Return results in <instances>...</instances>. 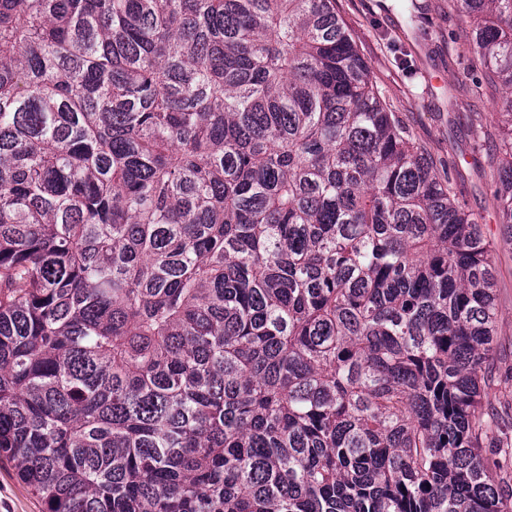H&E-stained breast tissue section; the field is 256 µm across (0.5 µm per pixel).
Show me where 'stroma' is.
Masks as SVG:
<instances>
[{
    "label": "stroma",
    "instance_id": "35a3bbf8",
    "mask_svg": "<svg viewBox=\"0 0 512 512\" xmlns=\"http://www.w3.org/2000/svg\"><path fill=\"white\" fill-rule=\"evenodd\" d=\"M361 57L386 102L404 120L438 170L447 172L459 202L477 214L493 240L497 277V372L512 375V245L502 242L488 189L487 155L497 140L493 125L475 113L495 111L498 95L477 89L481 65L461 52L464 17L448 0H336ZM0 512H44L43 503L0 458Z\"/></svg>",
    "mask_w": 512,
    "mask_h": 512
}]
</instances>
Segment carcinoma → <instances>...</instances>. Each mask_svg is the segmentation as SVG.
<instances>
[{"instance_id":"cac0c4a2","label":"carcinoma","mask_w":512,"mask_h":512,"mask_svg":"<svg viewBox=\"0 0 512 512\" xmlns=\"http://www.w3.org/2000/svg\"><path fill=\"white\" fill-rule=\"evenodd\" d=\"M451 2L512 243V0ZM494 287L336 0H0V457L47 512H512Z\"/></svg>"}]
</instances>
